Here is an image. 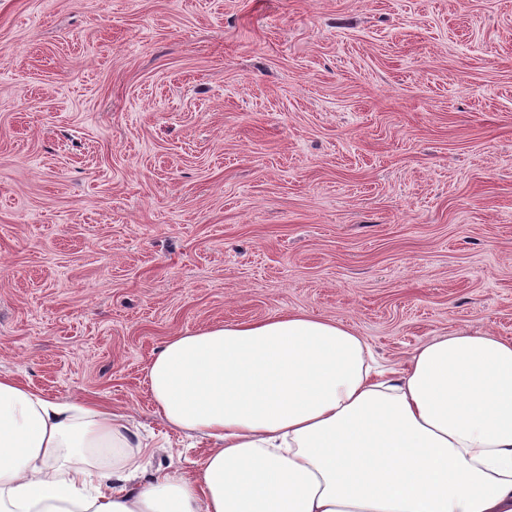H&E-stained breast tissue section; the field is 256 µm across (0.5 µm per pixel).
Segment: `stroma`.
<instances>
[{"label":"stroma","mask_w":512,"mask_h":512,"mask_svg":"<svg viewBox=\"0 0 512 512\" xmlns=\"http://www.w3.org/2000/svg\"><path fill=\"white\" fill-rule=\"evenodd\" d=\"M288 311L512 338V0H0V373L185 472L154 352Z\"/></svg>","instance_id":"1"}]
</instances>
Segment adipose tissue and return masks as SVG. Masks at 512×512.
<instances>
[{
	"label": "adipose tissue",
	"instance_id": "1",
	"mask_svg": "<svg viewBox=\"0 0 512 512\" xmlns=\"http://www.w3.org/2000/svg\"><path fill=\"white\" fill-rule=\"evenodd\" d=\"M189 473L148 471L130 414L0 375V512H512V339L435 336L400 370L288 312L207 325L146 368Z\"/></svg>",
	"mask_w": 512,
	"mask_h": 512
}]
</instances>
